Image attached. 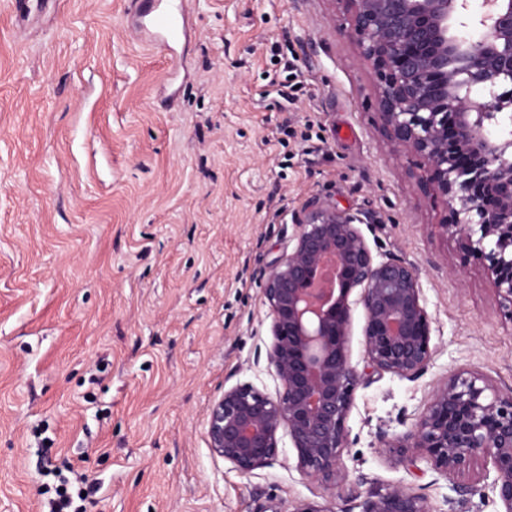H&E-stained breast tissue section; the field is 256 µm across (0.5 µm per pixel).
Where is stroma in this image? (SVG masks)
<instances>
[{
    "instance_id": "1",
    "label": "stroma",
    "mask_w": 512,
    "mask_h": 512,
    "mask_svg": "<svg viewBox=\"0 0 512 512\" xmlns=\"http://www.w3.org/2000/svg\"><path fill=\"white\" fill-rule=\"evenodd\" d=\"M189 27L170 56L127 0H55L24 23L0 4V512H47L67 463L100 485L86 512H360L390 486L429 512H500L483 460L449 478L378 440L453 372L512 386V320L443 234L444 201L415 190L423 159L387 140L342 0H192ZM315 198L418 269L431 321L419 378L354 391L344 503L287 433L247 476L207 435L225 390L282 389L263 284Z\"/></svg>"
}]
</instances>
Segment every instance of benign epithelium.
<instances>
[{
	"instance_id": "obj_1",
	"label": "benign epithelium",
	"mask_w": 512,
	"mask_h": 512,
	"mask_svg": "<svg viewBox=\"0 0 512 512\" xmlns=\"http://www.w3.org/2000/svg\"><path fill=\"white\" fill-rule=\"evenodd\" d=\"M348 36L380 78L379 118L388 140L423 158L416 187L443 199L441 229L482 263L512 320V0H342ZM358 218L320 199L295 216L292 250L277 258L263 293L272 316L267 354L282 391L249 383L224 391L211 410L213 451L242 475L267 465L285 431L303 475L340 476L346 420L356 386L370 373L413 379L427 368L430 317L420 273L392 255L377 260ZM356 299H351L354 290ZM364 312L365 366L352 364V306ZM409 468L419 448L446 477L491 463L493 487L512 512V387L492 389L477 372L438 383L403 434H380ZM361 512H429L402 486L369 494Z\"/></svg>"
}]
</instances>
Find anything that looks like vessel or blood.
I'll return each instance as SVG.
<instances>
[{
  "label": "vessel or blood",
  "mask_w": 512,
  "mask_h": 512,
  "mask_svg": "<svg viewBox=\"0 0 512 512\" xmlns=\"http://www.w3.org/2000/svg\"><path fill=\"white\" fill-rule=\"evenodd\" d=\"M132 11L152 45L175 54L188 35V0H132Z\"/></svg>",
  "instance_id": "b4317fda"
}]
</instances>
